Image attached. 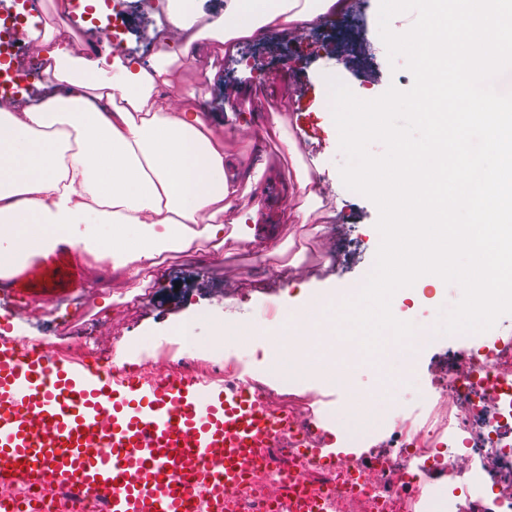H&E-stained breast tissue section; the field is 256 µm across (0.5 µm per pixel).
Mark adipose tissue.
Listing matches in <instances>:
<instances>
[{
	"mask_svg": "<svg viewBox=\"0 0 512 512\" xmlns=\"http://www.w3.org/2000/svg\"><path fill=\"white\" fill-rule=\"evenodd\" d=\"M340 0H224L197 26L196 0H168L160 28L174 37L160 62L124 52L75 57L66 26L26 25L55 92L36 104H0V275L49 254L83 229V248L138 273L167 252L189 249L190 227L224 233V214L258 182L268 159L225 149L195 102L170 109L163 88L191 57L211 76L214 46L323 22Z\"/></svg>",
	"mask_w": 512,
	"mask_h": 512,
	"instance_id": "adipose-tissue-1",
	"label": "adipose tissue"
}]
</instances>
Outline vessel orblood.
I'll return each mask as SVG.
<instances>
[{"label":"vessel or blood","mask_w":512,"mask_h":512,"mask_svg":"<svg viewBox=\"0 0 512 512\" xmlns=\"http://www.w3.org/2000/svg\"><path fill=\"white\" fill-rule=\"evenodd\" d=\"M74 245L53 262L81 279ZM287 415L191 373L108 375L43 343L0 336V489L26 481L42 505L100 499L103 512H224L249 486Z\"/></svg>","instance_id":"b4317fda"}]
</instances>
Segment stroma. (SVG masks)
<instances>
[{"label": "stroma", "instance_id": "35a3bbf8", "mask_svg": "<svg viewBox=\"0 0 512 512\" xmlns=\"http://www.w3.org/2000/svg\"><path fill=\"white\" fill-rule=\"evenodd\" d=\"M116 1L125 20L113 28L114 41L126 54L155 61L162 45L153 17L139 13L134 0H105L109 5ZM378 8L379 0H345L339 14L309 28L303 45L276 34L241 43L236 55L217 54L218 72L211 80L199 76L194 61L183 60L181 80L168 93L176 98L195 93L214 132L247 128L259 133L272 120L281 123L283 139L271 151L282 154V173L254 189L264 207L263 223L225 225L220 245L198 237L188 250L164 254L147 279L77 250L80 284L48 296L0 294V328L41 341L73 360L84 358L82 344L87 341L98 356L122 366L158 362L167 370L181 362L203 373L215 365L242 370L263 384L272 403L310 412L328 452L384 450L391 435L386 426L390 408L422 420L436 414L433 397L447 388L448 364L465 346L457 335L438 336L421 350L409 381L374 407L366 422L356 417L350 403L359 393L377 398V374L370 366L350 368L342 382L291 363L274 373L266 365L262 344L212 341L219 325L276 324L289 298L354 287L374 267L380 244L378 210L342 183L339 169L346 158L325 98L330 75L362 99L377 98L392 85L401 90L412 86L405 65H389L378 35ZM254 65L264 73L256 82L250 73ZM230 87L249 91L231 108L224 104ZM311 129L316 137H308ZM293 144L323 189L325 209L335 214L329 222L297 224L288 219V209L304 201L303 196H289L286 188L293 170L286 152ZM291 262L296 265L292 281L278 278L276 269ZM461 295L455 285L428 283L403 298L397 310L410 322L426 323Z\"/></svg>", "mask_w": 512, "mask_h": 512}]
</instances>
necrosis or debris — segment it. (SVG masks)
Segmentation results:
<instances>
[{"instance_id":"4bbe7bcc","label":"necrosis or debris","mask_w":512,"mask_h":512,"mask_svg":"<svg viewBox=\"0 0 512 512\" xmlns=\"http://www.w3.org/2000/svg\"><path fill=\"white\" fill-rule=\"evenodd\" d=\"M440 401L462 406L465 417L451 424L447 417L421 422L392 411L389 425L397 436L392 450L381 455L378 469L356 473L351 455L333 456L332 482L309 485L322 496L324 512H411L415 468L441 460L448 463V512H465L488 483L512 481V345H478L448 371V390ZM492 459L485 469L482 459ZM288 470L267 466L248 494L232 496L227 512H272L284 501Z\"/></svg>"}]
</instances>
